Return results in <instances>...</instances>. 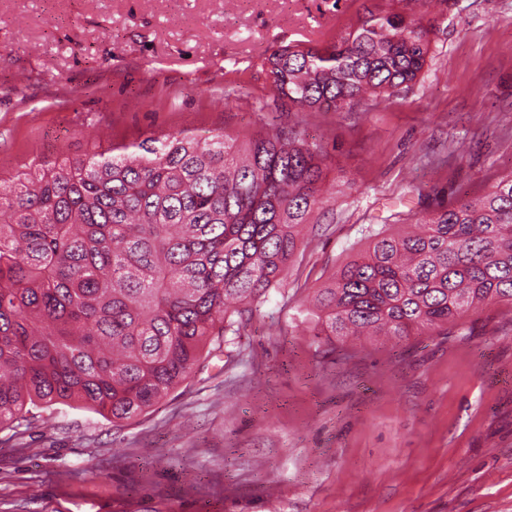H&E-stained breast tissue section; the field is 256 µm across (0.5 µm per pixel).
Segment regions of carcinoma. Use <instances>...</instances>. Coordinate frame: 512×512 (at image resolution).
Instances as JSON below:
<instances>
[{"mask_svg": "<svg viewBox=\"0 0 512 512\" xmlns=\"http://www.w3.org/2000/svg\"><path fill=\"white\" fill-rule=\"evenodd\" d=\"M429 54L421 20L378 10L265 67L296 111L354 112L409 88ZM326 169L319 146L274 125L240 144L172 132L0 182V430L57 404L119 426L167 397L296 265ZM387 221L317 290L313 335L402 341L512 305V172L411 233Z\"/></svg>", "mask_w": 512, "mask_h": 512, "instance_id": "obj_1", "label": "carcinoma"}]
</instances>
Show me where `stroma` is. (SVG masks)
Wrapping results in <instances>:
<instances>
[{
    "mask_svg": "<svg viewBox=\"0 0 512 512\" xmlns=\"http://www.w3.org/2000/svg\"><path fill=\"white\" fill-rule=\"evenodd\" d=\"M422 19L417 82L298 112L263 64L376 8ZM275 124L335 192L299 270L223 352L115 427L54 406L0 431V512H512V306L466 329L326 353L301 313L362 230L486 193L512 169V0H0V178L180 130Z\"/></svg>",
    "mask_w": 512,
    "mask_h": 512,
    "instance_id": "stroma-1",
    "label": "stroma"
}]
</instances>
